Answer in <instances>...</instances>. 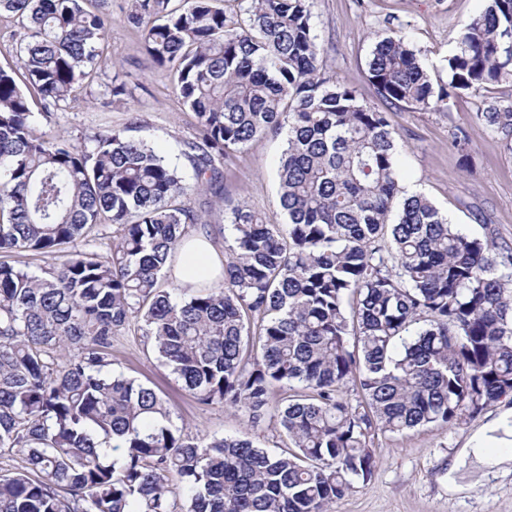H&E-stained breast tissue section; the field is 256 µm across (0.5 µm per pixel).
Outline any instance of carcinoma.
<instances>
[{
    "instance_id": "obj_1",
    "label": "carcinoma",
    "mask_w": 512,
    "mask_h": 512,
    "mask_svg": "<svg viewBox=\"0 0 512 512\" xmlns=\"http://www.w3.org/2000/svg\"><path fill=\"white\" fill-rule=\"evenodd\" d=\"M110 0H0L16 48L0 62V512H331L368 480L375 435L456 427L512 395V245L470 237L408 195L385 113L326 75L313 0H129L123 21L196 120L194 184L129 127L76 143L40 131L107 64ZM457 34L435 85L406 34L378 37L368 75L393 106L430 109L512 80V0ZM512 148V102L478 114ZM286 131L285 224L238 205L219 280L162 284L215 162ZM117 226L112 250L91 247ZM46 259L35 274L15 256ZM139 320L200 402L255 423L274 385L295 451L250 433L206 440L172 425L151 387L107 370ZM123 448L112 459V442Z\"/></svg>"
}]
</instances>
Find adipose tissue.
<instances>
[{"label":"adipose tissue","mask_w":512,"mask_h":512,"mask_svg":"<svg viewBox=\"0 0 512 512\" xmlns=\"http://www.w3.org/2000/svg\"><path fill=\"white\" fill-rule=\"evenodd\" d=\"M222 268L221 258L208 238L196 236L180 247L172 268L173 277L186 288H195L214 278ZM490 470L512 467V425L496 419L477 435L470 445L461 448L448 468V490L452 493L469 491L463 471L468 467Z\"/></svg>","instance_id":"ef3b65f1"}]
</instances>
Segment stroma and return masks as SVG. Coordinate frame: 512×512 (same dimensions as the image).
I'll use <instances>...</instances> for the list:
<instances>
[{
	"mask_svg": "<svg viewBox=\"0 0 512 512\" xmlns=\"http://www.w3.org/2000/svg\"><path fill=\"white\" fill-rule=\"evenodd\" d=\"M128 0H112V22L105 53L116 68L99 72L91 99L71 103L55 116L56 129L72 138L112 127H130L179 167L193 182L192 164L184 143L192 139L195 118L184 107L169 81L140 49L139 35L122 16ZM484 7V0H313L312 28L326 57V72L353 89L368 107L386 112L401 146L405 188L428 197L451 223L471 237H483L485 224L496 227L512 244V151L478 120L493 100H511L512 82L490 86L480 95L449 98L440 110L393 107L368 78V61L376 37L404 29L428 66L442 67L456 49L458 31ZM125 82L130 94L117 104L106 102L105 85ZM468 135L467 152L452 145L458 130ZM285 132H269L234 152L219 170L213 191L191 195L192 206L222 198L225 209L241 202L270 224L287 216L279 201L277 170ZM112 371L153 387L166 401L174 425L191 435L232 436L251 430L261 446L285 453L289 442L274 414L251 425L242 413L223 404H203L185 390L158 361L152 343L137 325L112 339ZM512 408V396L501 399L466 424L448 429L422 427L399 435L375 438L376 467L355 491L336 500L333 512H512V475L489 472L470 492L448 493V466L478 431Z\"/></svg>",
	"mask_w": 512,
	"mask_h": 512,
	"instance_id": "1",
	"label": "stroma"
}]
</instances>
